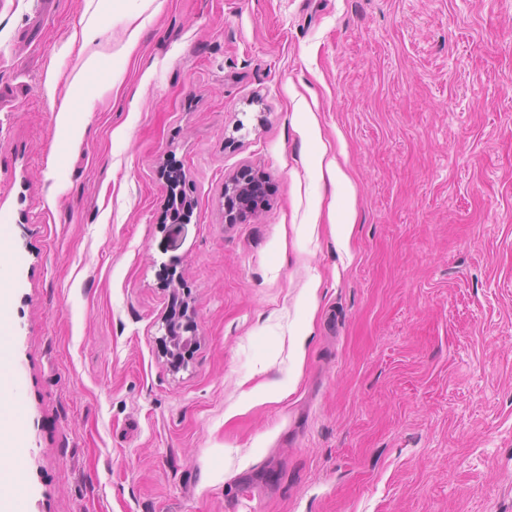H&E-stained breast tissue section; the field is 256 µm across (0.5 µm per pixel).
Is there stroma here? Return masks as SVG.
Returning <instances> with one entry per match:
<instances>
[{
	"label": "stroma",
	"instance_id": "35a3bbf8",
	"mask_svg": "<svg viewBox=\"0 0 512 512\" xmlns=\"http://www.w3.org/2000/svg\"><path fill=\"white\" fill-rule=\"evenodd\" d=\"M85 7L0 0L17 512H512V0H163L67 141ZM267 185L263 175L249 169L224 181V221L235 224L244 215H257L267 202ZM193 318V311L192 309L189 310V308H187L186 312H172L165 318L166 358L167 364L171 370H176L180 365L179 354L184 342L182 332L189 328L190 336H192L193 339L196 338L192 330ZM183 321L185 323H183Z\"/></svg>",
	"mask_w": 512,
	"mask_h": 512
}]
</instances>
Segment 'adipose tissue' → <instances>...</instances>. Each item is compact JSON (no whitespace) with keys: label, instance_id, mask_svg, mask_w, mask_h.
<instances>
[{"label":"adipose tissue","instance_id":"ef3b65f1","mask_svg":"<svg viewBox=\"0 0 512 512\" xmlns=\"http://www.w3.org/2000/svg\"><path fill=\"white\" fill-rule=\"evenodd\" d=\"M124 2L125 0H90L92 11L81 28L82 46L86 48L87 54L57 109L56 121L63 131L67 132L74 129L76 113L95 110L96 99L86 92V85L101 65H109L112 71L116 73L121 71L125 57L135 49L143 27L151 24L155 11L161 7L163 0H142L141 7L135 15L137 24L128 30L125 43L116 53L104 57L92 52V45L102 35L99 24L100 17L106 12L121 8Z\"/></svg>","mask_w":512,"mask_h":512}]
</instances>
